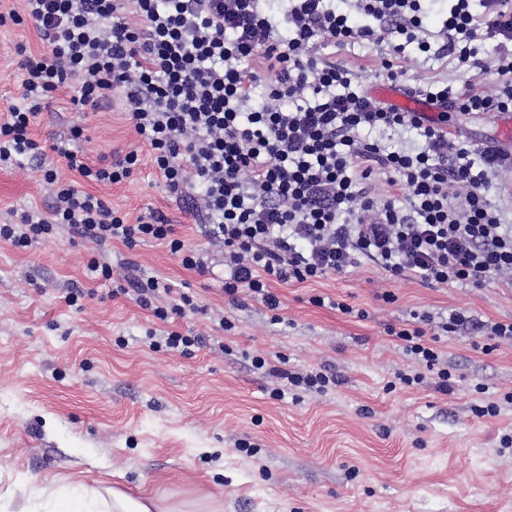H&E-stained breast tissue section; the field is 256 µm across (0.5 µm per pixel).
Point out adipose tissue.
Returning <instances> with one entry per match:
<instances>
[{"label":"adipose tissue","mask_w":512,"mask_h":512,"mask_svg":"<svg viewBox=\"0 0 512 512\" xmlns=\"http://www.w3.org/2000/svg\"><path fill=\"white\" fill-rule=\"evenodd\" d=\"M13 494L24 500L31 512H167L156 498H134L117 488L101 492L81 484L65 496L50 487L21 482Z\"/></svg>","instance_id":"ef3b65f1"}]
</instances>
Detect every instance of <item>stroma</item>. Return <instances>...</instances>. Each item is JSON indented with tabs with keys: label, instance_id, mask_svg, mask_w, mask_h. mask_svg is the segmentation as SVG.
Instances as JSON below:
<instances>
[{
	"label": "stroma",
	"instance_id": "stroma-1",
	"mask_svg": "<svg viewBox=\"0 0 512 512\" xmlns=\"http://www.w3.org/2000/svg\"><path fill=\"white\" fill-rule=\"evenodd\" d=\"M37 48L38 33L0 31V114L21 101L16 49ZM400 88L446 81L461 89L455 63L425 60L407 48ZM499 118L449 110L448 125L476 147L499 145ZM91 162L117 160L138 141L120 102L75 109L56 93L33 120L45 144L67 139ZM129 222L162 210L186 248L206 251L209 270L186 269L167 243L138 240L103 249L59 228L25 250L0 242V496L25 480L35 486L81 482L161 499L173 512H512V405L498 416L476 407L512 392V345L485 351L469 333L441 338L453 390L433 374L405 386L409 370L387 325L413 314L434 320L464 309L479 320L512 321V290L431 288L394 280L366 265L318 282L283 285L282 323L257 301L225 299L224 251L208 245L197 217L177 203L149 162L125 182L96 187ZM50 189L34 164L0 165V223L10 211L47 210ZM113 270L135 262L139 275L167 279L201 309L162 322L133 294H113L87 268L91 257ZM85 293L81 308L65 301ZM395 302L387 303L382 293ZM323 294L368 311L350 317L310 304ZM235 323L232 353L205 346L184 355L151 350L147 332L221 339L222 317ZM284 357V370L320 366L339 383L328 394L272 395L281 381L254 369L250 355Z\"/></svg>",
	"mask_w": 512,
	"mask_h": 512
}]
</instances>
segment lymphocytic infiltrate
<instances>
[{"label": "lymphocytic infiltrate", "mask_w": 512, "mask_h": 512, "mask_svg": "<svg viewBox=\"0 0 512 512\" xmlns=\"http://www.w3.org/2000/svg\"><path fill=\"white\" fill-rule=\"evenodd\" d=\"M0 6V29L28 24L43 46H18L22 102L0 120V164L42 162L53 192L47 214L21 212L0 224L17 248L67 227L95 246L142 238L168 242L189 270L203 254L186 249L170 219L153 210L129 223L89 185L129 179L137 150L92 164L85 151L54 145L66 173L44 165L48 149L30 126L44 100L70 92L79 108L122 97L124 114L170 192L193 189L204 236L224 249V294L249 291L281 323L272 284L345 275L362 264L427 286L512 289V219L487 197L491 176L512 169V150L471 148L442 121L377 100L341 61L318 53L357 43L387 44L379 74L395 81L407 47L456 60L462 89L428 82L420 97L460 112H512V0H455L441 27L425 32L435 0H352L349 23L330 0H21ZM491 40L488 50L477 37ZM493 77L491 90L476 79ZM142 308L165 321L197 311L164 279L124 274ZM429 316L387 325L417 369L404 385L451 374L437 344L468 326L512 343V321L474 322L456 310L427 333Z\"/></svg>", "instance_id": "1"}]
</instances>
